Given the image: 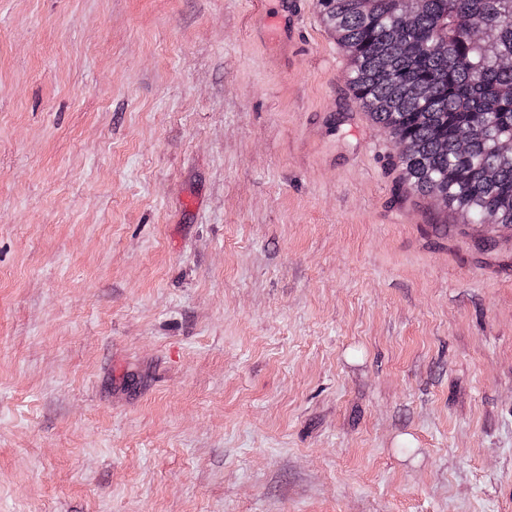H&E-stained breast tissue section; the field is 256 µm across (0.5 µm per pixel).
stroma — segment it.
I'll list each match as a JSON object with an SVG mask.
<instances>
[{"mask_svg": "<svg viewBox=\"0 0 512 512\" xmlns=\"http://www.w3.org/2000/svg\"><path fill=\"white\" fill-rule=\"evenodd\" d=\"M277 2L0 0V512H512V228Z\"/></svg>", "mask_w": 512, "mask_h": 512, "instance_id": "stroma-1", "label": "stroma"}]
</instances>
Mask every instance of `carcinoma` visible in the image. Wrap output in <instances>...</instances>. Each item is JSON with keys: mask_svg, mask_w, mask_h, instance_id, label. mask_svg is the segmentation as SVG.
Here are the masks:
<instances>
[{"mask_svg": "<svg viewBox=\"0 0 512 512\" xmlns=\"http://www.w3.org/2000/svg\"><path fill=\"white\" fill-rule=\"evenodd\" d=\"M326 25L352 62L353 98L405 143L400 185L443 203L468 224H512V153L492 146L512 130V0H423L402 25L393 0H318ZM492 32L490 56L470 30ZM472 143L457 146L461 125Z\"/></svg>", "mask_w": 512, "mask_h": 512, "instance_id": "obj_1", "label": "carcinoma"}]
</instances>
